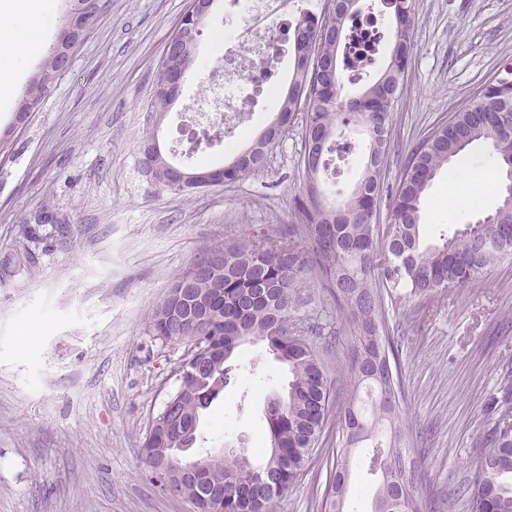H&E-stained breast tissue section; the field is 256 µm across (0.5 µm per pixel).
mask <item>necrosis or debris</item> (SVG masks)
Listing matches in <instances>:
<instances>
[{"label": "necrosis or debris", "mask_w": 512, "mask_h": 512, "mask_svg": "<svg viewBox=\"0 0 512 512\" xmlns=\"http://www.w3.org/2000/svg\"><path fill=\"white\" fill-rule=\"evenodd\" d=\"M222 29L213 34V53L223 69L199 79L192 119L205 128L235 133L254 111L264 85L279 76L290 55L291 20L310 0H230ZM388 30L379 12L366 9L348 23L343 52L356 66L374 62Z\"/></svg>", "instance_id": "1"}]
</instances>
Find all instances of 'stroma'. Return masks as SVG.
I'll return each instance as SVG.
<instances>
[{"mask_svg":"<svg viewBox=\"0 0 512 512\" xmlns=\"http://www.w3.org/2000/svg\"><path fill=\"white\" fill-rule=\"evenodd\" d=\"M188 0H106L76 48L69 71L38 111L15 125L18 100L70 8L50 0L39 19L42 47L16 61L12 95L0 99V129L15 125L0 156V512H192L155 484L142 458L153 421L180 385L188 345L153 336L156 304L203 249L245 231L295 224L291 198L304 127L295 122L270 150L263 172L193 192L145 176L138 141L158 130L165 154L178 147L211 46L230 7L217 0L198 38V57L179 97L151 112L166 43ZM414 48L393 107V149L385 182L395 185L410 152L452 112L473 103L500 63L512 59V0H413ZM288 90L238 131L233 147L215 143L187 158L214 167L247 148L274 119ZM471 173L445 166L426 193L424 237L438 240L500 204L484 194L479 210L444 207L446 191L469 196L472 172H498L493 149H468ZM297 317L331 323L341 344L312 342L338 377L350 334L318 282ZM389 332L400 342L401 428L414 448L430 512H469L461 488L466 461L488 429L486 405L512 360V259L477 285L435 297L385 298ZM236 383L203 412L208 449L256 454L267 400L288 370L263 346H245ZM326 465L317 459L271 512H321Z\"/></svg>","mask_w":512,"mask_h":512,"instance_id":"stroma-1","label":"stroma"}]
</instances>
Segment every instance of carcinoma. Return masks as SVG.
Listing matches in <instances>:
<instances>
[{
  "mask_svg": "<svg viewBox=\"0 0 512 512\" xmlns=\"http://www.w3.org/2000/svg\"><path fill=\"white\" fill-rule=\"evenodd\" d=\"M76 0L67 23L89 33L100 10ZM358 0H345L329 16L305 12L295 19L293 73L276 118L243 151L221 167L186 170L161 152L154 157L155 182L185 192L221 186L260 173L266 157L298 112H306L302 182L292 198L300 223L277 224L268 233L224 238L177 275L152 313L160 340L198 336L201 344L179 373L180 387L167 400L164 424L145 448H193L200 418L224 393L236 373L231 358L245 345H261L288 365L287 394L269 399L260 461L246 453L207 452L208 468L170 480L163 461L143 456L160 487L186 498L198 512H270L312 461L317 447L326 456L323 512H345L354 457L371 445L369 472L378 480L372 506L389 512H427L418 494V466L410 459L398 428L404 402L399 342L389 335L383 293L404 290L431 296L473 285L506 257L512 258V209L493 224H466L427 244L422 238L423 206L432 180L475 142L490 144L503 167L512 166V146L501 132L512 130V60L505 61L463 107L409 154L391 197L389 224H375L378 200L392 144L393 105L403 89L411 51V0H384L394 16V39L386 67L360 91L344 93L342 46L346 20ZM194 36H173L176 50L159 69L154 108L171 104V80L186 75L195 61ZM62 58L51 49L38 81L49 89L59 78ZM363 134L369 148L363 171L349 191L336 194L320 176L348 136ZM316 275L348 325L352 343L344 376L331 380L309 338L293 327L305 305L304 284ZM491 426L482 448L466 462L470 512H512V367L503 369L491 396ZM336 436L322 440L331 414Z\"/></svg>",
  "mask_w": 512,
  "mask_h": 512,
  "instance_id": "carcinoma-1",
  "label": "carcinoma"
}]
</instances>
